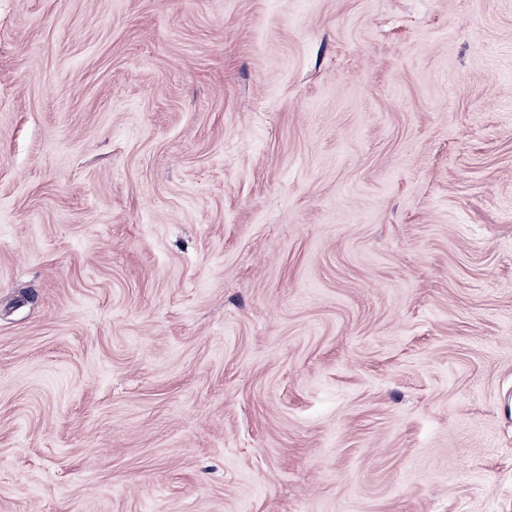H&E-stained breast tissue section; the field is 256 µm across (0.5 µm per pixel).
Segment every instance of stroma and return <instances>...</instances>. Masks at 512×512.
Segmentation results:
<instances>
[{
  "label": "stroma",
  "instance_id": "obj_1",
  "mask_svg": "<svg viewBox=\"0 0 512 512\" xmlns=\"http://www.w3.org/2000/svg\"><path fill=\"white\" fill-rule=\"evenodd\" d=\"M0 512H512V0H0Z\"/></svg>",
  "mask_w": 512,
  "mask_h": 512
}]
</instances>
